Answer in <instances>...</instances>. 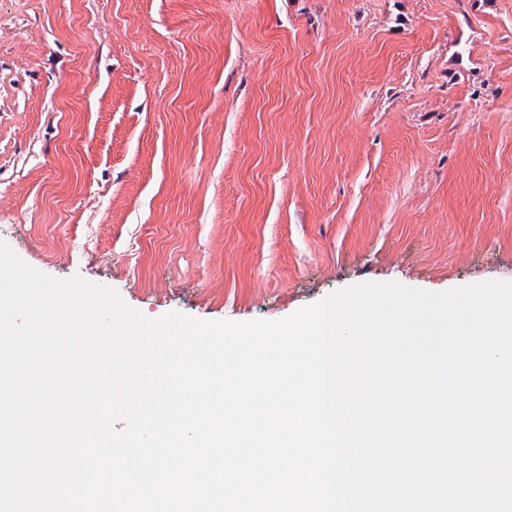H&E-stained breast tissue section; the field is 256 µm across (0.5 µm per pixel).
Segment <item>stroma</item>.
Wrapping results in <instances>:
<instances>
[{"mask_svg": "<svg viewBox=\"0 0 512 512\" xmlns=\"http://www.w3.org/2000/svg\"><path fill=\"white\" fill-rule=\"evenodd\" d=\"M0 240L150 319L512 282V0H0Z\"/></svg>", "mask_w": 512, "mask_h": 512, "instance_id": "35a3bbf8", "label": "stroma"}]
</instances>
